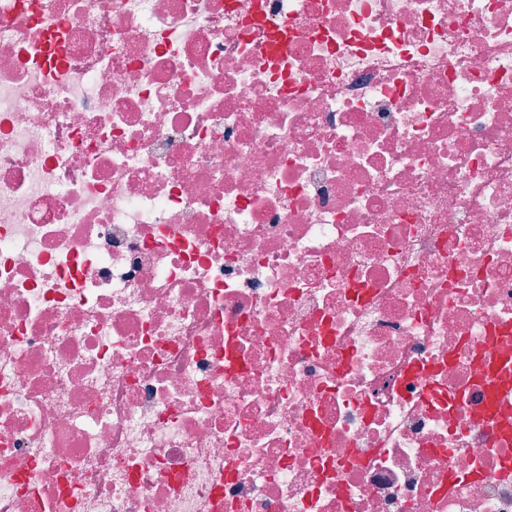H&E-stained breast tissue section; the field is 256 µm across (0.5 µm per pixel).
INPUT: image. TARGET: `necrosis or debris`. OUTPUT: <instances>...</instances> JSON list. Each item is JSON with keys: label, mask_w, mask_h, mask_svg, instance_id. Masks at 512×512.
<instances>
[{"label": "necrosis or debris", "mask_w": 512, "mask_h": 512, "mask_svg": "<svg viewBox=\"0 0 512 512\" xmlns=\"http://www.w3.org/2000/svg\"><path fill=\"white\" fill-rule=\"evenodd\" d=\"M512 0H0V512H512Z\"/></svg>", "instance_id": "obj_1"}]
</instances>
